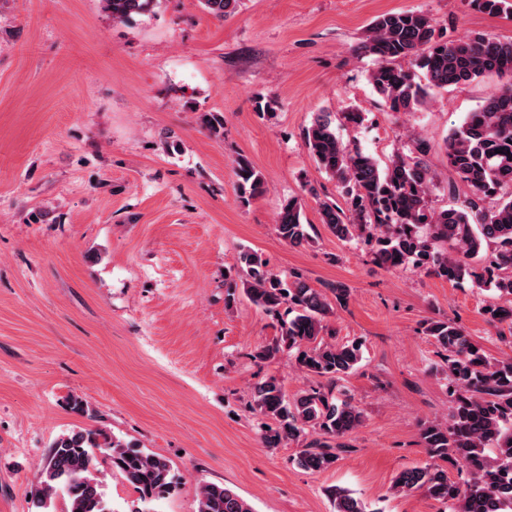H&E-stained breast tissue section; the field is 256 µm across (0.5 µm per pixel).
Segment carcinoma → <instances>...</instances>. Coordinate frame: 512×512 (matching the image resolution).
<instances>
[{
    "label": "carcinoma",
    "mask_w": 512,
    "mask_h": 512,
    "mask_svg": "<svg viewBox=\"0 0 512 512\" xmlns=\"http://www.w3.org/2000/svg\"><path fill=\"white\" fill-rule=\"evenodd\" d=\"M114 21L150 14L159 0H101ZM491 14H511L512 0H473ZM203 9L222 19L238 0H200ZM359 52L374 60L369 83L392 112H415L448 87L495 75L507 79L483 105L443 139L448 161V196L457 183L469 193L446 208L431 204L437 174L426 162L433 146L419 138L414 156L395 151L385 165L336 134V114L318 112L304 132L305 145L318 167L336 181L344 205L319 202L321 223L342 241H364L373 261L386 270L412 265L428 275L458 283L470 280L512 297V40L476 33L450 40L435 19L418 10L386 12L366 27ZM407 61L422 70L403 68ZM239 195L252 199L266 191L262 174L244 157L235 160ZM301 199H287L276 231L292 246L312 242ZM241 282L249 302L275 313L288 306L272 344L252 358L265 362L288 351L308 376L330 382L293 399L271 376L255 387L254 409L270 420L261 429L265 447L300 444L296 456L303 469L321 473L347 451L362 424V409L339 397L338 382L362 360V343L338 342L327 318L347 305L350 288L338 282L311 287L299 274L281 276L255 252L240 255ZM486 321L512 331V305H487ZM423 335L444 356L451 398L449 420L420 426L427 462L400 472L392 482L397 494L422 493L448 504L452 512H512V358L489 357L464 327L448 320L425 323ZM466 470L468 479L453 481L448 467ZM120 475L150 503L173 485L169 460L96 429H73L59 435L40 467L32 512H49L53 500L67 499V512H112L106 499L107 473ZM336 512H368L365 503L340 487L328 490ZM196 512H254L233 489L216 483L200 486Z\"/></svg>",
    "instance_id": "cac0c4a2"
}]
</instances>
